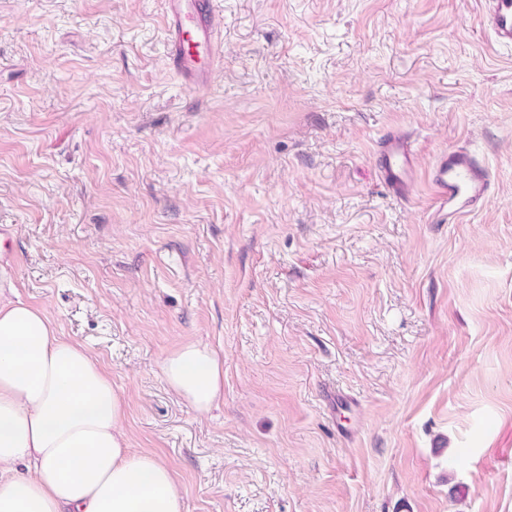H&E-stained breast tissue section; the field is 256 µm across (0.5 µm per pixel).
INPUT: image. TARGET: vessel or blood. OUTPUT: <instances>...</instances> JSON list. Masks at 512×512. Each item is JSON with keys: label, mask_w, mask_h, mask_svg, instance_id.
I'll use <instances>...</instances> for the list:
<instances>
[{"label": "vessel or blood", "mask_w": 512, "mask_h": 512, "mask_svg": "<svg viewBox=\"0 0 512 512\" xmlns=\"http://www.w3.org/2000/svg\"><path fill=\"white\" fill-rule=\"evenodd\" d=\"M166 63L185 88L201 92L213 81L221 55L211 27L214 0H164ZM481 16L497 44H512V0H482ZM384 184L404 196L416 178L414 149L408 138L388 137L379 153ZM437 201L449 216L466 213L491 194V176L470 150L440 155L429 171Z\"/></svg>", "instance_id": "b4317fda"}]
</instances>
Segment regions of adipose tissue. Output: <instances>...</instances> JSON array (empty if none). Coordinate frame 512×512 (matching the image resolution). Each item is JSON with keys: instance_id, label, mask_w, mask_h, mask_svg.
Returning a JSON list of instances; mask_svg holds the SVG:
<instances>
[{"instance_id": "ef3b65f1", "label": "adipose tissue", "mask_w": 512, "mask_h": 512, "mask_svg": "<svg viewBox=\"0 0 512 512\" xmlns=\"http://www.w3.org/2000/svg\"><path fill=\"white\" fill-rule=\"evenodd\" d=\"M160 375L199 415L224 396V364L187 342ZM125 406L79 343L20 300L0 301V512H183L173 469L132 451Z\"/></svg>"}]
</instances>
